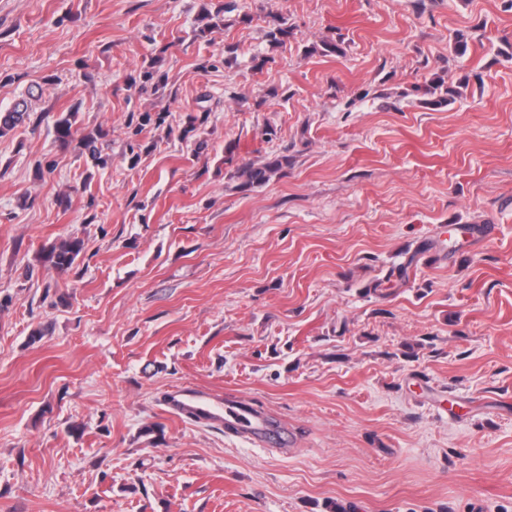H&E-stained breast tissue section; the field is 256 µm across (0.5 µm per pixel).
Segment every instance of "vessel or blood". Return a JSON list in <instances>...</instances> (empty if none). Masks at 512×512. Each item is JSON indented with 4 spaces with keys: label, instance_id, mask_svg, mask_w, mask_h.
<instances>
[{
    "label": "vessel or blood",
    "instance_id": "obj_1",
    "mask_svg": "<svg viewBox=\"0 0 512 512\" xmlns=\"http://www.w3.org/2000/svg\"><path fill=\"white\" fill-rule=\"evenodd\" d=\"M166 410L176 416L224 425L228 429L247 428L250 439L266 443L271 431L267 417L251 413L242 402L221 404L207 393L192 388H176L163 400Z\"/></svg>",
    "mask_w": 512,
    "mask_h": 512
}]
</instances>
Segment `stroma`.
<instances>
[{"label":"stroma","mask_w":512,"mask_h":512,"mask_svg":"<svg viewBox=\"0 0 512 512\" xmlns=\"http://www.w3.org/2000/svg\"><path fill=\"white\" fill-rule=\"evenodd\" d=\"M501 4L0 0V110L28 103L0 136V512H512ZM70 110L107 168L57 141ZM184 385L287 443L168 413ZM443 78L438 77L433 79L430 84L424 88L414 87L416 92L422 91L423 96H429L428 99L421 100V103L427 108L436 109L438 107H445L454 101L455 95L459 94L453 86L446 85ZM444 89V92H442ZM432 106V107H430ZM280 166L277 161L273 164L266 165L265 167H254L253 165L242 166L237 170L239 178L244 180V186H254L265 184L269 179L268 173ZM83 243L78 238H69L58 245H52L42 255V261L60 273H67L74 268L81 255Z\"/></svg>","instance_id":"obj_1"}]
</instances>
